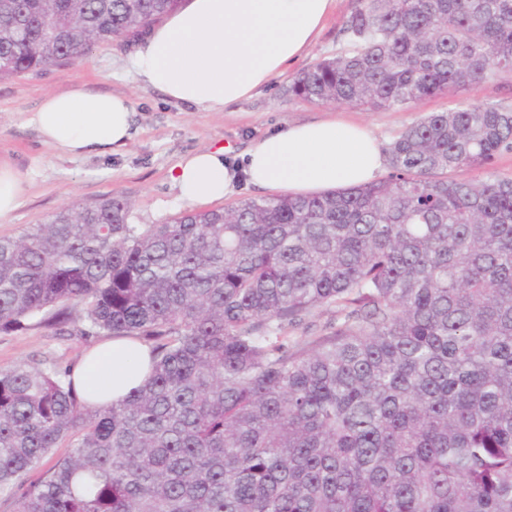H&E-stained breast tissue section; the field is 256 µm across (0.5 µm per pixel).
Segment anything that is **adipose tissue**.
<instances>
[{
	"label": "adipose tissue",
	"instance_id": "1",
	"mask_svg": "<svg viewBox=\"0 0 512 512\" xmlns=\"http://www.w3.org/2000/svg\"><path fill=\"white\" fill-rule=\"evenodd\" d=\"M334 0H188L152 28L131 63L146 84L169 99L219 112L246 98L307 50ZM47 145L66 155L125 148L132 138L133 108L123 95L51 93L28 118ZM385 165L379 141L363 126L336 119L295 123L253 142L239 161L224 148L186 154L172 183L181 200L203 206L232 197L239 187L293 196L319 195L378 179ZM150 352L115 338L84 355L73 377L91 404L124 398L147 377Z\"/></svg>",
	"mask_w": 512,
	"mask_h": 512
}]
</instances>
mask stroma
I'll return each mask as SVG.
<instances>
[{"label": "stroma", "instance_id": "obj_1", "mask_svg": "<svg viewBox=\"0 0 512 512\" xmlns=\"http://www.w3.org/2000/svg\"><path fill=\"white\" fill-rule=\"evenodd\" d=\"M357 0H335V7L311 47L281 75L221 112H208L170 100L146 85L130 65L133 43L96 44L73 63L57 65L0 81V157L10 160L28 179L22 204L0 220V236L17 237L44 223L68 205L89 206L122 196L131 203L133 224H163L186 211L172 184L179 159L192 151L224 146L244 150L254 139L279 127L336 116L361 123L382 146L430 112L461 102L512 106V78L494 77L478 89H461L423 99L404 110L372 109L357 104H315L293 96L294 78L319 60L346 51L343 31ZM83 90L128 96L136 112L129 144L116 152L64 155L43 144L26 117L49 93ZM75 325L55 330L35 326L18 334L0 333V367L45 359L78 363L87 350Z\"/></svg>", "mask_w": 512, "mask_h": 512}]
</instances>
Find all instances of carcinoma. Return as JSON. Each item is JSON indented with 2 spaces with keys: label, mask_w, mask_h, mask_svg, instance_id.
Here are the masks:
<instances>
[{
  "label": "carcinoma",
  "mask_w": 512,
  "mask_h": 512,
  "mask_svg": "<svg viewBox=\"0 0 512 512\" xmlns=\"http://www.w3.org/2000/svg\"><path fill=\"white\" fill-rule=\"evenodd\" d=\"M184 0H0V80L138 38ZM318 104L403 110L512 76V0H359ZM512 107L406 127L386 176L129 223L109 197L0 237V332L69 321L150 348L91 406L72 367H0L14 512H512ZM482 169L473 181L448 173ZM318 336L289 329L321 309ZM65 443L41 478L23 475Z\"/></svg>",
  "instance_id": "1"
}]
</instances>
